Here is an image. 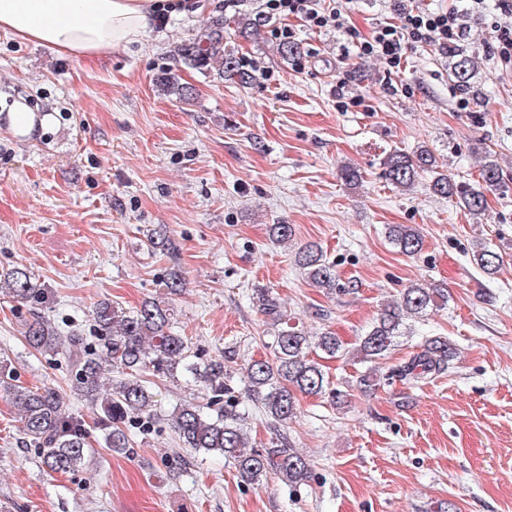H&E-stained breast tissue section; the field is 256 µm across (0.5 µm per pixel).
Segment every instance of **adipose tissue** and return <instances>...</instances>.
Returning a JSON list of instances; mask_svg holds the SVG:
<instances>
[{
    "label": "adipose tissue",
    "instance_id": "obj_1",
    "mask_svg": "<svg viewBox=\"0 0 512 512\" xmlns=\"http://www.w3.org/2000/svg\"><path fill=\"white\" fill-rule=\"evenodd\" d=\"M168 0H0V31L78 57L138 41Z\"/></svg>",
    "mask_w": 512,
    "mask_h": 512
}]
</instances>
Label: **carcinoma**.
Listing matches in <instances>:
<instances>
[{"instance_id":"cac0c4a2","label":"carcinoma","mask_w":512,"mask_h":512,"mask_svg":"<svg viewBox=\"0 0 512 512\" xmlns=\"http://www.w3.org/2000/svg\"><path fill=\"white\" fill-rule=\"evenodd\" d=\"M234 25L235 29H230L222 14L198 25L188 38L173 47L176 65L241 85L251 83L254 73L238 57L232 34L254 35L252 22L244 16L237 18ZM479 64V58L464 48L453 52L449 62L451 80L476 105L484 97L482 89L472 83ZM160 85L164 92L181 101L192 97V88L180 82L175 73L163 74ZM383 167L389 183L404 192L414 188L420 174H433V193L453 201L476 219L486 214V192L509 188L501 167L488 155L480 170V180L474 185L458 183L440 172L437 156L423 145L411 154L391 151L383 160ZM388 239L409 257L422 249L420 234L406 225L390 226ZM470 261L485 276L493 278L501 270L503 256L479 238L473 242ZM295 263L315 288L328 293L354 290L353 285L340 282L336 264L314 244L299 248ZM0 290L26 305L41 304L48 297L45 285L23 267L0 273ZM254 292L261 311L278 326L270 345L273 357L252 359L238 368V374L249 400L260 403L271 422L280 426L295 417L299 393L326 395L334 405L344 398L342 391L330 388L323 365L310 357V350H320L329 357L348 356L364 363L381 360L397 346L400 338L412 333V322L426 317L449 298L441 288H430L422 282L410 283L399 292L396 301L380 309L357 346L347 351L328 330L311 336L302 326L284 320L268 289L256 288ZM171 320V309L160 295L129 311L103 299L92 310L93 335L74 329L63 336L51 321L34 312L25 324L24 340L40 354L63 360L71 373L73 390L97 409L96 425L103 432L104 447L109 451L128 453L131 439L124 425L134 420L146 427L154 417L156 394L145 380V374L170 380L189 374L208 402L204 406L185 401L171 411L170 421L182 447L232 459L240 481L247 485L260 483L272 471L290 486L306 482L311 474L307 456L287 444L284 437L262 448L251 441L246 433L247 417L238 410L232 370L224 365L222 357L202 364L193 362L187 337L171 330ZM419 348L420 351L381 380L371 371L359 375L357 388L367 392L395 376L418 384L445 371L448 362L457 355L455 344L446 336L427 337ZM114 370L120 371L123 378L107 390L104 379ZM0 394L9 397L17 408L21 434L29 445L38 449L40 463L47 472H75L89 462L90 430L81 415L64 407L55 389L17 384L11 360L0 357ZM220 403L224 409L211 412V406Z\"/></svg>"}]
</instances>
